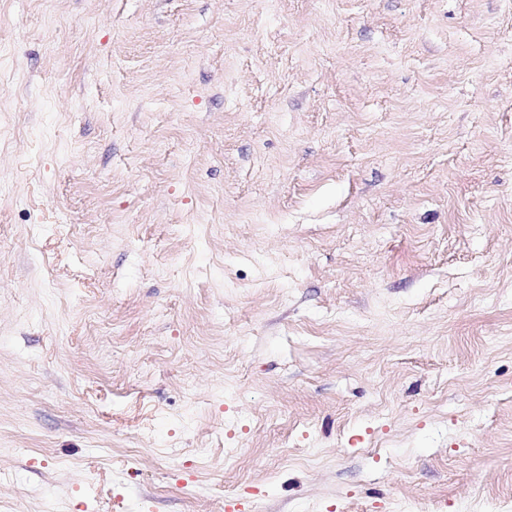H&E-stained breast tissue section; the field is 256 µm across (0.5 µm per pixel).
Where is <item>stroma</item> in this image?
Masks as SVG:
<instances>
[{
    "mask_svg": "<svg viewBox=\"0 0 512 512\" xmlns=\"http://www.w3.org/2000/svg\"><path fill=\"white\" fill-rule=\"evenodd\" d=\"M0 0V512H512V0Z\"/></svg>",
    "mask_w": 512,
    "mask_h": 512,
    "instance_id": "35a3bbf8",
    "label": "stroma"
}]
</instances>
